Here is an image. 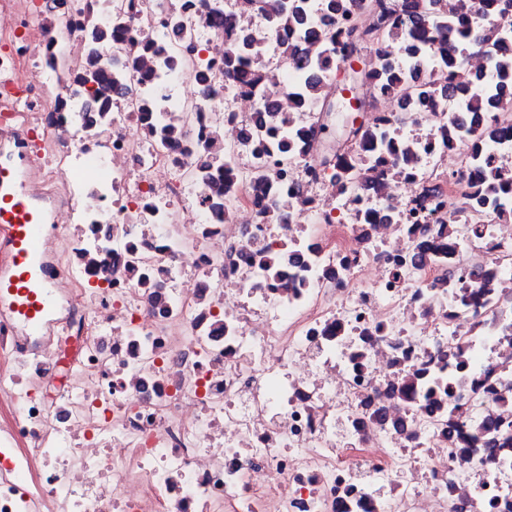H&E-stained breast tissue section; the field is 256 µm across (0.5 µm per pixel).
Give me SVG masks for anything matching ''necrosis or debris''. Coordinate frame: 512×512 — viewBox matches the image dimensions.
Here are the masks:
<instances>
[{"instance_id":"4bbe7bcc","label":"necrosis or debris","mask_w":512,"mask_h":512,"mask_svg":"<svg viewBox=\"0 0 512 512\" xmlns=\"http://www.w3.org/2000/svg\"><path fill=\"white\" fill-rule=\"evenodd\" d=\"M0 0V180L45 224L0 305V512H512V8L318 113L349 16ZM0 206L12 220L13 224L0 226L7 229L14 247L12 270L7 277L0 276V303H7L18 320L37 332L50 301V283L40 271V250L52 226L38 224L24 197L12 188L2 195Z\"/></svg>"}]
</instances>
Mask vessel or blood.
<instances>
[{"instance_id": "b4317fda", "label": "vessel or blood", "mask_w": 512, "mask_h": 512, "mask_svg": "<svg viewBox=\"0 0 512 512\" xmlns=\"http://www.w3.org/2000/svg\"><path fill=\"white\" fill-rule=\"evenodd\" d=\"M0 213L10 218L8 235L14 247L13 266L0 276V303L31 331H38L50 301V283L40 270V250L49 225L38 223L23 196L10 190L0 201Z\"/></svg>"}]
</instances>
